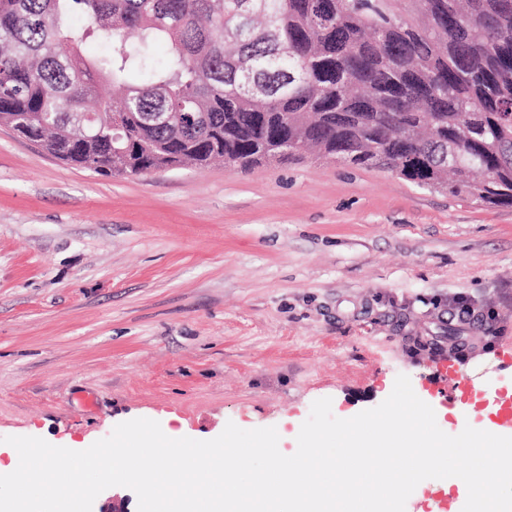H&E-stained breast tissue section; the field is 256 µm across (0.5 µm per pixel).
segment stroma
<instances>
[{
  "instance_id": "obj_1",
  "label": "stroma",
  "mask_w": 512,
  "mask_h": 512,
  "mask_svg": "<svg viewBox=\"0 0 512 512\" xmlns=\"http://www.w3.org/2000/svg\"><path fill=\"white\" fill-rule=\"evenodd\" d=\"M512 389V207L301 159L102 176L0 125V438L136 418L210 440Z\"/></svg>"
}]
</instances>
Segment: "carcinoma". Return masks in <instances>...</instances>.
<instances>
[{
  "label": "carcinoma",
  "instance_id": "cac0c4a2",
  "mask_svg": "<svg viewBox=\"0 0 512 512\" xmlns=\"http://www.w3.org/2000/svg\"><path fill=\"white\" fill-rule=\"evenodd\" d=\"M241 2L0 0V122L101 175L312 155L512 207V0H254L229 43Z\"/></svg>",
  "mask_w": 512,
  "mask_h": 512
}]
</instances>
